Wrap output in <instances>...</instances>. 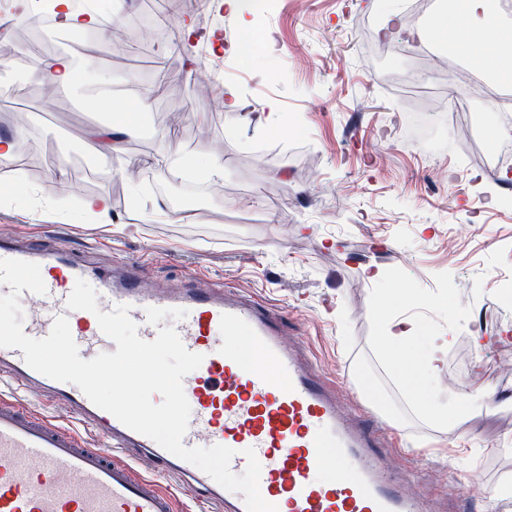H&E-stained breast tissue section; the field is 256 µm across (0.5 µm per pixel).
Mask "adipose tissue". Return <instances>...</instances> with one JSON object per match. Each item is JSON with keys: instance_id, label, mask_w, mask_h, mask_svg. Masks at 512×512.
<instances>
[{"instance_id": "adipose-tissue-1", "label": "adipose tissue", "mask_w": 512, "mask_h": 512, "mask_svg": "<svg viewBox=\"0 0 512 512\" xmlns=\"http://www.w3.org/2000/svg\"><path fill=\"white\" fill-rule=\"evenodd\" d=\"M489 31L494 32L497 42H512V27L503 26L489 15L488 0H457L456 9L441 14L433 25L406 32L410 40L421 42L452 32L459 43L478 48L484 46V35ZM140 132L137 119L117 113L94 129L91 138L104 150L106 157L117 158L121 155L122 142L138 137ZM450 342L447 336L418 338L416 324L397 319L384 321L379 338L385 357L402 358L400 376L409 387H425L438 378Z\"/></svg>"}]
</instances>
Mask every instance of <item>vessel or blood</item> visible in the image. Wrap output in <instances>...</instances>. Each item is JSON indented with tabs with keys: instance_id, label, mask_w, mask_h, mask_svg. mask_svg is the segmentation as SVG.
<instances>
[{
	"instance_id": "b4317fda",
	"label": "vessel or blood",
	"mask_w": 512,
	"mask_h": 512,
	"mask_svg": "<svg viewBox=\"0 0 512 512\" xmlns=\"http://www.w3.org/2000/svg\"><path fill=\"white\" fill-rule=\"evenodd\" d=\"M38 263L46 285L39 305L23 324L26 335L48 336L56 317L67 316L79 355L88 360L109 345L95 315L71 310L77 279L95 277L101 311L130 305L142 339L154 340L150 307L182 308L165 318L200 367L183 379L191 408L183 438L187 447L222 444L235 450L230 468H246L244 449L262 466L260 492L278 512H427L421 499L394 478L384 452L389 443L374 411L349 415L310 350L283 338L284 315L232 289L150 286L137 267L120 264L89 271L64 247L36 241H1L0 260ZM244 341L263 361L244 367L232 344ZM23 390L40 386L63 401L82 425L98 431L110 448H91L75 430L56 424L24 400L0 397V512H175L176 495L117 463L113 452L144 456L176 473L189 491L201 493L211 512H246L244 496L217 484L193 464L121 424L92 404L76 385L52 380L26 364L20 349L0 348V375Z\"/></svg>"
}]
</instances>
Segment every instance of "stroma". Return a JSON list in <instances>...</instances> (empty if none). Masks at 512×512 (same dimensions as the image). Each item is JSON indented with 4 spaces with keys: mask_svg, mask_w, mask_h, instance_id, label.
Instances as JSON below:
<instances>
[{
    "mask_svg": "<svg viewBox=\"0 0 512 512\" xmlns=\"http://www.w3.org/2000/svg\"><path fill=\"white\" fill-rule=\"evenodd\" d=\"M404 0H282L263 35L245 36L236 15L210 0L200 18L190 0H120L114 26L147 54L115 50L105 35L73 48L9 26L0 79V138H18L29 164L0 158V237H34L83 252L87 265L143 262L159 288H192L196 277L235 288L286 314L290 340H305L344 403L362 401L404 440L390 468L429 500L455 499L471 479L491 490L475 512H512L498 487L512 476V166H496L466 118L424 109L408 80H449L485 64L379 34L378 20ZM196 40L179 38L180 21ZM225 53L201 55L210 34ZM60 53L90 61L84 82L43 95L19 73ZM234 88L238 111H215ZM148 91L143 132L118 163L89 178L69 163L102 155L88 131L111 105ZM277 102L269 116L268 102ZM206 152L224 177L202 180L198 204L178 206L188 177L140 160L163 145ZM65 166L63 177L53 174ZM88 197L106 198L111 222L74 224ZM379 268L369 282L366 271ZM451 337L448 359L424 397L412 396L377 344L375 305ZM447 405L435 422L430 400Z\"/></svg>",
    "mask_w": 512,
    "mask_h": 512,
    "instance_id": "1",
    "label": "stroma"
}]
</instances>
